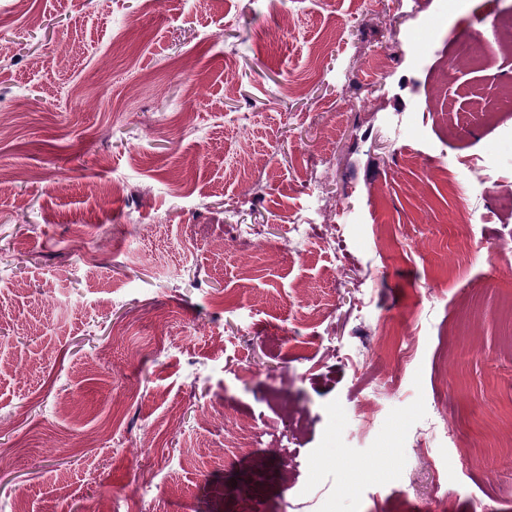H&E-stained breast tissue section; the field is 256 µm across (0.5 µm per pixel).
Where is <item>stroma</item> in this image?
<instances>
[{
  "label": "stroma",
  "mask_w": 512,
  "mask_h": 512,
  "mask_svg": "<svg viewBox=\"0 0 512 512\" xmlns=\"http://www.w3.org/2000/svg\"><path fill=\"white\" fill-rule=\"evenodd\" d=\"M506 13L0 0V512H512Z\"/></svg>",
  "instance_id": "35a3bbf8"
}]
</instances>
